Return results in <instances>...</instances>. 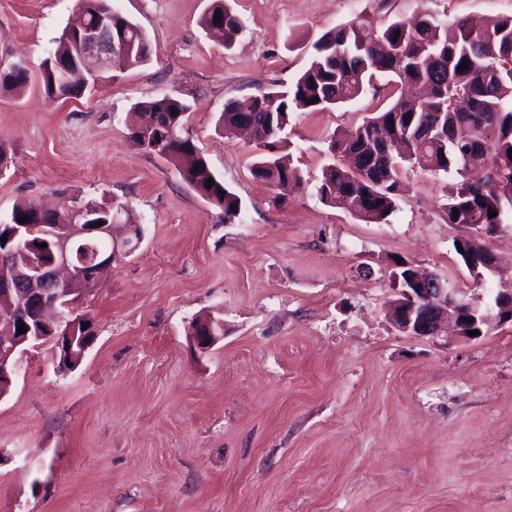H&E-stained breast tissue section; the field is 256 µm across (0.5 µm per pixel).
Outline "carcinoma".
<instances>
[{
	"label": "carcinoma",
	"mask_w": 512,
	"mask_h": 512,
	"mask_svg": "<svg viewBox=\"0 0 512 512\" xmlns=\"http://www.w3.org/2000/svg\"><path fill=\"white\" fill-rule=\"evenodd\" d=\"M91 23L98 14L113 12L111 0H76ZM221 22H215V15ZM115 31L131 44V51L115 61L125 70L150 61L151 47L142 29L117 14ZM200 27L213 44L227 48L243 29L242 20L227 0H210ZM309 65L286 88L273 87L257 95L233 98L224 103L222 124L245 123L252 127L253 142L264 148L255 155L252 176L276 190L274 199L288 193L301 179L288 145L279 134L299 112H323L357 100L378 75L388 84L410 83L426 89L422 98L390 96V102L371 113L354 130L330 141L332 158L321 169L317 191L328 206L343 209L366 223H380L398 208L410 191L403 179L407 166L448 176L449 195L443 207L447 224L470 226L487 233L512 213V17L488 21L479 28L459 18L447 23L426 15L413 23L391 22L377 34H367L350 23L326 31L313 45ZM469 68L458 71L462 63ZM30 81L29 69L17 64L0 72V91L18 92ZM42 86L54 101L77 98L86 92L77 74L62 83L51 66L44 65ZM315 103H310L313 98ZM467 99L469 108L459 110L454 98ZM137 120L151 119L153 127L132 129L138 147L173 165L192 188L215 198L227 219L239 216V197L224 186L196 144L182 135L190 106L165 94L142 102ZM440 120L448 135L425 141L419 128L430 119ZM212 186H207L208 180ZM92 221L104 222L118 215L124 224L139 223L128 204L111 201L81 203ZM237 211H232V207ZM37 203L17 202L9 223L36 224ZM458 215H453V212ZM496 216H489V212ZM395 287H409L416 267L397 264Z\"/></svg>",
	"instance_id": "cac0c4a2"
}]
</instances>
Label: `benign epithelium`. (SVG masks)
Segmentation results:
<instances>
[{"label": "benign epithelium", "instance_id": "7a95c632", "mask_svg": "<svg viewBox=\"0 0 512 512\" xmlns=\"http://www.w3.org/2000/svg\"><path fill=\"white\" fill-rule=\"evenodd\" d=\"M70 31L78 32L75 47L70 55L57 59V68L64 73L75 71L86 83L96 86L99 76L115 69V60L125 54L126 47L112 37L109 16H99L92 25L81 19ZM79 217H86V211L72 207L67 224L22 225L11 232L14 246L10 255L0 251V401L23 370L27 347L46 338L40 329L52 334L64 323L59 313L64 295L55 286L62 284L68 293L79 292L80 287L91 285L114 262L130 254L142 238L139 224L125 225L126 235L118 237L113 233L114 225L83 224L77 221ZM37 234L46 237L49 244L47 260L30 250L31 238ZM92 236L109 240L111 247L103 252L95 250L86 258L77 255V244ZM501 283L502 287L492 289L479 304L449 289L436 274L422 272L417 278L418 287L398 290L387 317L394 328L409 336H435L443 325L452 323L458 337L471 340L470 331L493 320L499 325L512 324V278L503 277ZM17 311L23 314L27 327L33 326L38 332L15 333L13 315ZM66 334L83 353L92 341L90 336L78 335L76 321L66 324ZM191 340L198 349L209 350L218 341L213 324L200 320L197 335Z\"/></svg>", "mask_w": 512, "mask_h": 512}]
</instances>
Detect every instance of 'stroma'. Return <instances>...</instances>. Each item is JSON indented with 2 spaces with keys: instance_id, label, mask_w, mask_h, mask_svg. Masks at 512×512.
Returning a JSON list of instances; mask_svg holds the SVG:
<instances>
[{
  "instance_id": "obj_1",
  "label": "stroma",
  "mask_w": 512,
  "mask_h": 512,
  "mask_svg": "<svg viewBox=\"0 0 512 512\" xmlns=\"http://www.w3.org/2000/svg\"><path fill=\"white\" fill-rule=\"evenodd\" d=\"M209 0H112L138 24L150 61L115 70L79 99L49 101L39 77L75 0H0V71L32 81L0 93V221L17 200L129 202L138 248L81 294L96 337L57 373L29 348L0 401V512H512V326L480 338H415L386 319L394 262L481 295L445 223L446 177L406 171L387 221L366 223L315 190L334 132L385 105L386 80L288 129L308 182L274 202L253 144L224 133L225 101L291 84L313 43L358 21L382 30L429 13L512 16V0H230L231 48L199 26ZM186 100L184 130L241 200L240 218L187 186L131 139L138 104ZM224 334L206 353L190 320ZM29 81V69L22 64L13 65L9 70L0 72V91H21L28 85Z\"/></svg>"
}]
</instances>
